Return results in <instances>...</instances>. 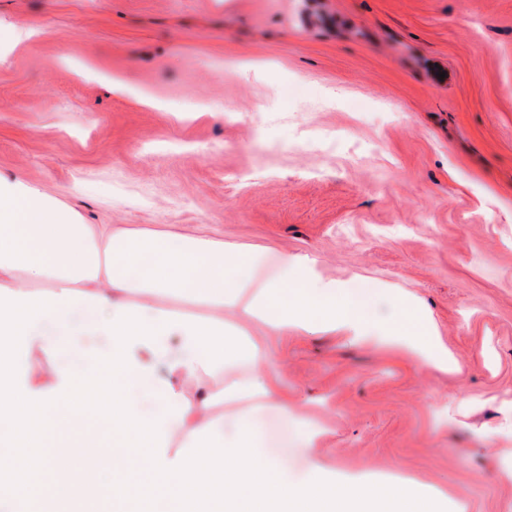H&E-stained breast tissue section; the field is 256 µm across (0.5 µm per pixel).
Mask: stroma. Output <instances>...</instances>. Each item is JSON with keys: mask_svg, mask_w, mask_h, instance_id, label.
<instances>
[{"mask_svg": "<svg viewBox=\"0 0 512 512\" xmlns=\"http://www.w3.org/2000/svg\"><path fill=\"white\" fill-rule=\"evenodd\" d=\"M0 177L415 296L465 381L326 332L256 377L330 468L512 512V0H0Z\"/></svg>", "mask_w": 512, "mask_h": 512, "instance_id": "stroma-1", "label": "stroma"}]
</instances>
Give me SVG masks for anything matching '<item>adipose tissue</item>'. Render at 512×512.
<instances>
[{
    "instance_id": "obj_1",
    "label": "adipose tissue",
    "mask_w": 512,
    "mask_h": 512,
    "mask_svg": "<svg viewBox=\"0 0 512 512\" xmlns=\"http://www.w3.org/2000/svg\"><path fill=\"white\" fill-rule=\"evenodd\" d=\"M44 283L46 292L29 290ZM189 297L208 316L176 312ZM376 293L322 278L306 257L284 251H228L200 235H132L78 223L45 192L0 181V455L27 477L11 496L59 498L64 512H89L76 475L96 455L86 444L81 388L107 387L99 417L112 427L108 494L140 499L148 512H445L448 500L407 477L364 474L330 478L317 450L320 428L295 427L294 455L263 446L258 409L290 413L287 393L256 371L266 358L247 328L278 336L336 334L366 347L398 350L439 371L453 367L430 320L400 300L381 319ZM105 335L106 350L67 363L80 337ZM182 341L171 352L168 339ZM56 360L50 371L26 368L32 355ZM164 361L170 380L155 375ZM225 379L224 401L236 413L222 437L212 434L211 398H189L181 379ZM192 457L168 453L171 439Z\"/></svg>"
}]
</instances>
